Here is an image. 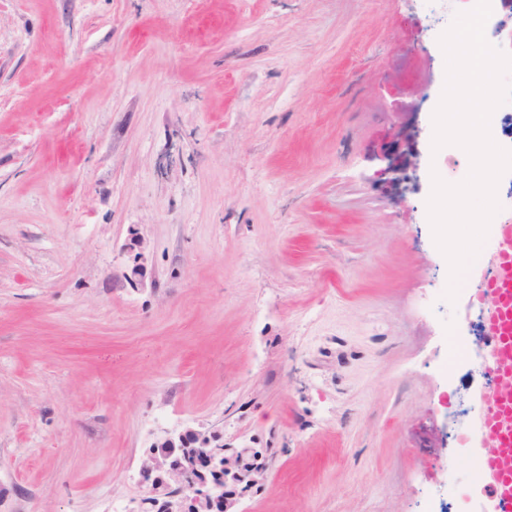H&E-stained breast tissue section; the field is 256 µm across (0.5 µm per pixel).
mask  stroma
Instances as JSON below:
<instances>
[{
    "label": "stroma",
    "mask_w": 512,
    "mask_h": 512,
    "mask_svg": "<svg viewBox=\"0 0 512 512\" xmlns=\"http://www.w3.org/2000/svg\"><path fill=\"white\" fill-rule=\"evenodd\" d=\"M458 0H0V512L255 452L232 512L463 508L489 379L428 220ZM420 164L372 182L397 122ZM199 443L197 446L196 444ZM154 448H157L159 455L156 460V470L166 474L181 475L185 477L187 460L190 456L203 455L211 459L213 448L215 454L224 463V485L213 484L206 488L207 483L200 484L199 487L192 486L186 499L182 501L181 511L183 512H217L216 506L220 504L222 511L228 512L233 505V497L226 495L224 488L228 485V476L233 484L245 482L252 484L256 481L254 475L261 473L254 463L249 461L250 448H242L236 453L237 470L228 471L224 460L223 448L210 446V442L200 441V434L195 432L180 433L177 436L169 435L165 437ZM191 451V453H190ZM189 466L192 467L194 476L197 478V469L199 466L189 458Z\"/></svg>",
    "instance_id": "stroma-1"
}]
</instances>
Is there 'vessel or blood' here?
<instances>
[{"mask_svg":"<svg viewBox=\"0 0 512 512\" xmlns=\"http://www.w3.org/2000/svg\"><path fill=\"white\" fill-rule=\"evenodd\" d=\"M493 273L483 284L485 336L489 355L483 367L503 385L501 392L481 400L478 421L489 452L480 456L475 478L487 483L494 512H512V219L497 226Z\"/></svg>","mask_w":512,"mask_h":512,"instance_id":"1","label":"vessel or blood"}]
</instances>
